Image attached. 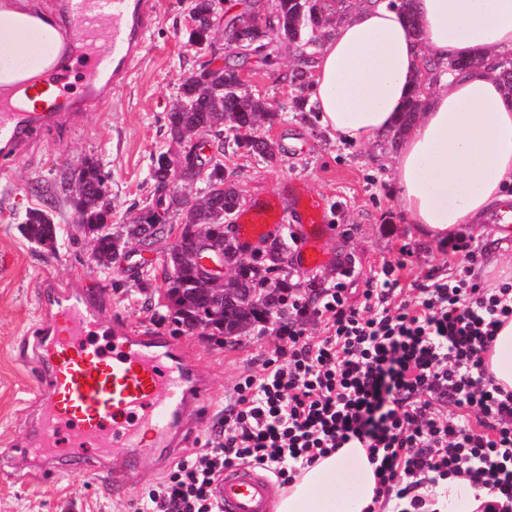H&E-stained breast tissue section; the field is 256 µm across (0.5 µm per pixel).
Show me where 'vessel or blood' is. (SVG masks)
I'll return each instance as SVG.
<instances>
[{
    "mask_svg": "<svg viewBox=\"0 0 512 512\" xmlns=\"http://www.w3.org/2000/svg\"><path fill=\"white\" fill-rule=\"evenodd\" d=\"M155 19V0H55L49 11L0 0V26L48 41L24 62L0 64V162L19 159L41 134L69 132L78 109L111 97L140 58ZM40 85L47 93L38 105L32 91ZM281 195L290 198V212L280 210L278 197H256L235 216L238 235L288 230L297 265L321 268L322 240L332 229L327 204L296 180L283 182ZM36 293L44 308L33 346L40 352L38 416L13 457L43 471L96 472L127 490L143 450L161 461L187 443L189 419L200 418L211 401L207 376L169 336L107 324L110 302L98 290L64 288L46 277ZM119 448L127 462L116 470L111 460ZM215 495L223 512H272V482L251 468L225 472Z\"/></svg>",
    "mask_w": 512,
    "mask_h": 512,
    "instance_id": "1",
    "label": "vessel or blood"
}]
</instances>
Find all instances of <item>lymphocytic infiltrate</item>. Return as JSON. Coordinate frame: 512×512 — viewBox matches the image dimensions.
I'll return each mask as SVG.
<instances>
[{"label":"lymphocytic infiltrate","mask_w":512,"mask_h":512,"mask_svg":"<svg viewBox=\"0 0 512 512\" xmlns=\"http://www.w3.org/2000/svg\"><path fill=\"white\" fill-rule=\"evenodd\" d=\"M467 266L404 290V262L366 280L359 305L347 281L306 305L289 294L287 348L224 400V428L136 502L135 512H221L214 483L256 465L289 483L320 459L359 443L375 466L378 512H437L422 486L451 477L487 490L479 512H512V391L483 354L512 320V284L478 280ZM325 335H305L309 312Z\"/></svg>","instance_id":"obj_1"}]
</instances>
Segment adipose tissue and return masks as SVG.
<instances>
[{"mask_svg": "<svg viewBox=\"0 0 512 512\" xmlns=\"http://www.w3.org/2000/svg\"><path fill=\"white\" fill-rule=\"evenodd\" d=\"M412 36L389 0H364L331 30L311 64L323 127L369 143L395 130L413 96L424 102L394 161L399 205L435 239L455 237L512 204V99L492 72L512 50V0H416ZM483 56L432 80L426 62ZM512 390V321L483 355ZM374 467L361 447L339 449L277 493L275 512H366Z\"/></svg>", "mask_w": 512, "mask_h": 512, "instance_id": "obj_1", "label": "adipose tissue"}]
</instances>
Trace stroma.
Instances as JSON below:
<instances>
[{"mask_svg": "<svg viewBox=\"0 0 512 512\" xmlns=\"http://www.w3.org/2000/svg\"><path fill=\"white\" fill-rule=\"evenodd\" d=\"M248 0H219L210 43L189 40L190 0H156V20L146 35V49L128 81L113 90L104 105L78 117L64 136L49 134L31 144L23 159L0 170V260L8 271L0 275V512H134L143 492L176 465V458L156 464L152 454L140 456L139 478L126 491L104 489L96 477L75 470L33 473L16 469L6 456L25 444L34 417L29 401L36 384L32 364L18 357L20 340L31 335L40 317L35 289L43 276L60 281L84 279L87 287L106 290L112 298V320L137 330H160L185 345L205 366L217 396L193 434L190 448L198 450L220 429L224 398L238 378L257 374L265 359L281 346L278 329L254 328L234 342H219L206 333L178 331L167 307L159 302L167 265L168 241L148 252L130 248L126 260L109 268L91 260V234L74 221L70 200L75 192L71 174L82 161H100L109 179L112 225L130 223L153 199L150 177L153 159L176 155L179 147L167 131V114L180 85L213 56L227 55L222 33L227 23L244 12ZM269 44L245 66V93L265 99L281 116L264 124L258 136L281 147L278 161H257L243 151L223 158L227 179L234 182L241 203L275 193L287 180H300L322 196L332 209L336 231L324 240L325 262L315 271L291 266L288 281L303 288L312 281L326 286L342 268L354 279L350 304L361 301L365 280L383 262L406 261L404 284L428 275L445 276L465 264L463 253H452L444 240H430L410 224L399 202L393 166L396 145L391 136L359 144L332 135L318 113L295 112L291 99L293 72L318 53ZM51 210L59 246L50 253L22 232L28 210ZM512 217L493 214L482 225L468 227L461 238L479 255L475 273L492 284L488 264L496 252L512 253V241L499 244L498 225Z\"/></svg>", "mask_w": 512, "mask_h": 512, "instance_id": "stroma-1", "label": "stroma"}]
</instances>
